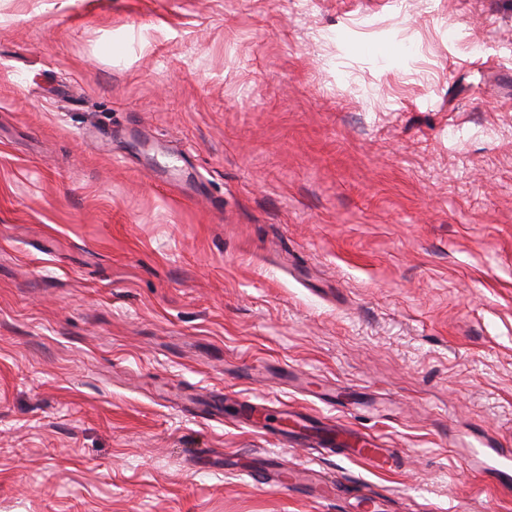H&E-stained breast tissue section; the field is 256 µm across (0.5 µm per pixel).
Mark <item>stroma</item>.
Here are the masks:
<instances>
[{"label": "stroma", "instance_id": "stroma-1", "mask_svg": "<svg viewBox=\"0 0 512 512\" xmlns=\"http://www.w3.org/2000/svg\"><path fill=\"white\" fill-rule=\"evenodd\" d=\"M475 447L512 450V0H0V512H512ZM342 440L345 445L350 448H343L345 455L358 461L367 464L371 468L380 470H392L396 468L398 464V456L391 448H380L373 445L372 442L368 441L363 436L357 435L356 433L350 432ZM253 479L263 487L306 488L312 497L325 498L334 495L336 491L333 483L313 479L299 470L287 471L276 467H267L265 472L257 474Z\"/></svg>", "mask_w": 512, "mask_h": 512}]
</instances>
